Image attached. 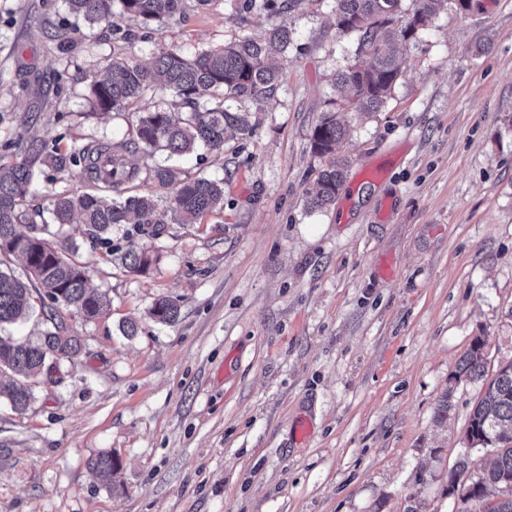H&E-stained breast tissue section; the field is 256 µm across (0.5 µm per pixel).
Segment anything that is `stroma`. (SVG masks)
<instances>
[{"mask_svg": "<svg viewBox=\"0 0 512 512\" xmlns=\"http://www.w3.org/2000/svg\"><path fill=\"white\" fill-rule=\"evenodd\" d=\"M239 3L116 30L74 19L65 0H0V143L17 147L126 135L135 110L87 103L114 51L147 64L294 32L274 94L245 105L253 134L178 161L223 180V209L155 238L118 225L108 250L82 225L59 230L111 305L92 319L57 305L8 326L54 329L80 349L46 361L24 409L0 399V512L463 508L445 490L481 384L457 386L445 422L435 410L475 337L488 371L512 359V0L466 12L443 0L384 107L349 114L347 179L322 210L306 204L326 163L311 135L337 108L333 78L356 37L337 32L332 0L283 14ZM373 165L382 184L359 177ZM90 189L78 170H48L30 206ZM133 244L157 257L145 274L114 256ZM161 297L178 300L176 322L149 317ZM303 415L313 433L298 443ZM109 453L121 468L108 481L90 462Z\"/></svg>", "mask_w": 512, "mask_h": 512, "instance_id": "1", "label": "stroma"}]
</instances>
